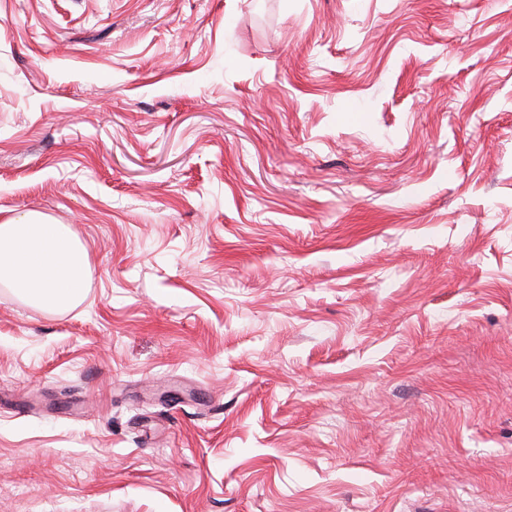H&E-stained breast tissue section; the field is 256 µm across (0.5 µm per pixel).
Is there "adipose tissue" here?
<instances>
[{
	"label": "adipose tissue",
	"instance_id": "1",
	"mask_svg": "<svg viewBox=\"0 0 512 512\" xmlns=\"http://www.w3.org/2000/svg\"><path fill=\"white\" fill-rule=\"evenodd\" d=\"M89 279L88 253L69 225L36 215L0 220V286L63 311L83 300Z\"/></svg>",
	"mask_w": 512,
	"mask_h": 512
}]
</instances>
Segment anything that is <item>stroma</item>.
Wrapping results in <instances>:
<instances>
[{
  "label": "stroma",
  "instance_id": "obj_1",
  "mask_svg": "<svg viewBox=\"0 0 512 512\" xmlns=\"http://www.w3.org/2000/svg\"><path fill=\"white\" fill-rule=\"evenodd\" d=\"M0 512H512V0H0ZM89 279L88 253L68 224L37 215L0 220V286L63 311L83 300Z\"/></svg>",
  "mask_w": 512,
  "mask_h": 512
}]
</instances>
